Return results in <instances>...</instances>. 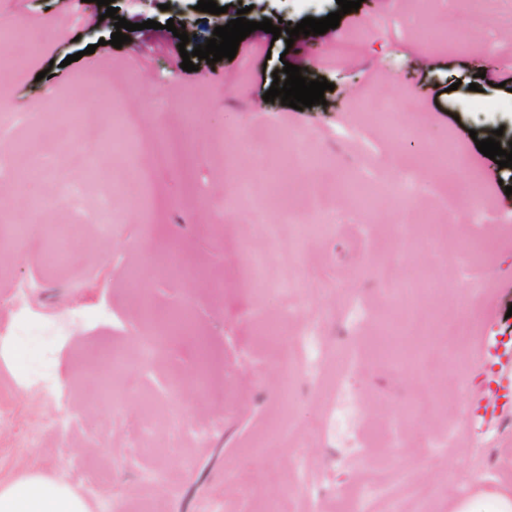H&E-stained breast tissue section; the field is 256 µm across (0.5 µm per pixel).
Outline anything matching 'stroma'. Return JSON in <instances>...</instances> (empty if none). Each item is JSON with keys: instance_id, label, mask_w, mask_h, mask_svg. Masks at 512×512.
Segmentation results:
<instances>
[{"instance_id": "stroma-1", "label": "stroma", "mask_w": 512, "mask_h": 512, "mask_svg": "<svg viewBox=\"0 0 512 512\" xmlns=\"http://www.w3.org/2000/svg\"><path fill=\"white\" fill-rule=\"evenodd\" d=\"M169 9H162V2ZM198 0H113L120 17L136 23L130 40L114 48V24L103 25L105 7L96 0H0V24L22 23L37 32L35 43L9 49L0 63V111L45 113L59 102L116 94L122 113L136 123L129 136L132 163L153 171L149 188L134 198L112 202V236L99 238L93 224L72 236L67 265L46 266L41 254L45 227L64 225V202L43 212L24 247L0 236V327L15 319L12 295L23 279L43 280L33 301L40 313L67 326L54 341L56 368L71 393L58 413L66 420L57 430L44 418L38 397L22 393L14 369L0 357V482L31 474L64 484L83 497L90 512H113L123 502L128 512H202L211 500H238L251 489V506L269 497L282 501V512H295L286 494L299 467L317 473L335 470L334 489L320 497L315 512H335L336 494L369 479L392 483L410 473L409 507L425 503L431 512H452L454 502L472 494V475L485 490L512 492V414L497 422L499 436L489 454L507 467L491 471L476 465L481 434L461 423L480 388L459 390L454 376L468 372L475 355L449 362L443 339L407 371L377 350L378 318L393 314L396 288L426 270L435 280L420 301L426 315L445 322L467 320L474 336L491 333L512 342V230L498 225L512 215V168L499 167L480 153L476 140L497 137L512 148V0L503 15L468 31L469 47L451 54L426 33L437 28L434 12L418 14L400 28L386 22L401 16L406 0H363L342 16L337 28L293 45L257 30L243 39L233 59L199 60L195 71L181 67L178 39L166 22L184 26L190 46L212 38L216 15L198 11ZM224 20L248 7V19L281 20L292 28L307 17L337 11L336 0H216ZM154 20V29L140 22ZM359 42L347 57L340 45L350 36ZM492 40L496 65L481 68L480 46ZM79 59L68 62L67 57ZM306 70L309 79H327L324 104L294 109L263 96L274 71L284 63ZM403 98L397 113L410 147L390 141L367 114L366 99ZM194 130L210 141L208 150L181 137L186 112ZM502 136H495V129ZM64 123L47 130L42 149L60 150L56 168L35 193L54 194L77 176L83 160L107 167L102 142L112 124L90 110L80 133L66 147L56 135ZM162 135L180 143L177 158L158 164L143 140ZM300 139L314 163L291 160L289 142ZM248 139L253 149L238 148ZM462 145L464 164H438L436 148ZM411 160L422 185L413 200L396 203L390 183L403 160ZM482 179L490 197L486 219L469 223L471 202L453 196L448 186L471 176ZM251 184V194L232 193L236 181ZM368 180L371 207L339 191L341 181ZM335 216L324 224L320 214ZM279 227L269 247L265 223ZM433 223L429 245L420 247L417 267L401 256L407 242L419 239ZM481 239L489 260L470 270L456 261L461 238ZM267 255L262 270L271 288L252 291L256 273L240 258L241 245ZM296 283L284 292V282ZM166 315L185 310L193 317L190 332L159 337L151 362H143L136 341L142 332V299ZM361 301L374 317L350 329L343 315L350 300ZM297 310L292 322L281 320L284 306ZM111 312V320L96 321ZM326 317L323 341L329 350L354 349L358 364L350 386L362 407V430L370 445L347 469H335L336 451L322 434L334 380L299 382L290 408L294 431L276 445L254 450L266 428L282 416L277 392L281 360L298 328L313 314ZM119 352L126 370L115 393L117 403L99 395L93 374L103 354ZM424 400L418 420L403 414L408 403ZM182 417L184 425L174 424ZM456 429L445 448L420 455L427 436ZM399 447H389L395 430Z\"/></svg>"}]
</instances>
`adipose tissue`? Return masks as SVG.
<instances>
[{
    "label": "adipose tissue",
    "instance_id": "1",
    "mask_svg": "<svg viewBox=\"0 0 512 512\" xmlns=\"http://www.w3.org/2000/svg\"><path fill=\"white\" fill-rule=\"evenodd\" d=\"M0 512H88V506L67 486L30 475L0 484Z\"/></svg>",
    "mask_w": 512,
    "mask_h": 512
}]
</instances>
